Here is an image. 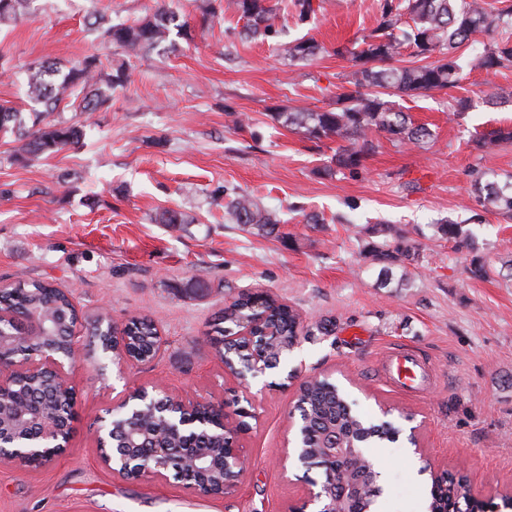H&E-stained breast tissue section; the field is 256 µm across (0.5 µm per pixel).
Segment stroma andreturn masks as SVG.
Instances as JSON below:
<instances>
[{
  "instance_id": "35a3bbf8",
  "label": "stroma",
  "mask_w": 512,
  "mask_h": 512,
  "mask_svg": "<svg viewBox=\"0 0 512 512\" xmlns=\"http://www.w3.org/2000/svg\"><path fill=\"white\" fill-rule=\"evenodd\" d=\"M277 35L247 40L232 6L206 15L208 0H31L0 29V101L28 112L29 70L46 60L71 67L86 57L125 64L129 80L108 111L67 107L48 121L78 123L80 144L27 161L0 135V285L44 281L69 291L78 309H105L114 323L147 315L163 336L158 357L119 370L86 353L77 328L70 373L78 418L68 450L46 467L0 464V512H303L312 471L292 448V410L302 379L343 383L355 411L391 421L399 436L379 449V512H425V465L463 479L476 502L507 512L512 495V219L480 209L477 177L512 178V144L485 151L480 134L512 127V65L470 73L451 109L446 95L402 97L429 124L420 145L379 136L357 172L326 174L337 143L282 127L274 113L323 109L336 99L357 38L373 31L380 0H325L302 23L273 0ZM168 6L187 24L171 46L128 58L87 26L102 15L133 23ZM313 40L310 61L283 56L282 42ZM249 193L282 220L260 236L232 223L229 198ZM173 209L181 224L156 223ZM316 213L321 223H306ZM468 228L487 261L435 226ZM404 230L415 260L383 268L366 254V226ZM202 283L193 294L187 286ZM268 290L305 321L280 366L237 379L211 344L225 303L244 288ZM412 355L424 383L395 386L392 349ZM190 397L238 396L251 413L238 442L250 467L235 492L204 497L164 479L132 481L100 461L96 417L123 393L154 384ZM438 232L442 237L447 238L448 241L454 242L458 249L466 248L471 253H474L470 261V271L474 276L481 278L486 274V260L483 256L478 255L477 252H475L477 248L474 246L471 238L465 234L461 224L451 221H448V223L445 224H439Z\"/></svg>"
}]
</instances>
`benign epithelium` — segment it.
<instances>
[{
	"mask_svg": "<svg viewBox=\"0 0 512 512\" xmlns=\"http://www.w3.org/2000/svg\"><path fill=\"white\" fill-rule=\"evenodd\" d=\"M243 294L252 296L257 313L238 321L234 335L224 337V348L235 343L254 339V328L266 319L263 311L264 300L271 294L263 288H248ZM16 323L15 317L0 310V462L27 468V460L35 458L40 466L50 463L54 456L69 447L75 413L64 414L54 408L61 398L75 395L70 385V369L76 363L75 352L61 354L54 346L43 343L33 344L30 325H38L37 316L25 322L19 336L5 335L9 324ZM112 341L117 348L112 351V362L122 368L135 364L123 351V327H112ZM267 357L256 353L249 360L245 370H233L240 377L251 374L256 377L265 373ZM40 369L53 374L56 387L43 395L40 404L30 402L5 406L4 400L18 394L19 378L26 371ZM161 392L170 398L169 410L171 432L207 431L216 427L225 430L228 423H238L245 410L237 408L238 401L232 402L207 398H194L168 392L156 385L129 392L104 409L96 423L99 424L97 447L102 464L112 472L128 479L162 478L184 482L196 493L208 496L215 484H220L222 494L235 490L247 471L248 457L237 447L236 440L224 448H170L160 437L153 438L151 459H146L145 448L140 443L144 431L133 425L125 432L121 447L112 448V410L121 409L137 418L154 411L155 394ZM324 454L310 458L297 454L309 468L317 471V478L311 480L313 490L310 501L317 504L316 512H351L341 504L353 503L354 487L346 484L339 476V463L350 455L358 457L362 449L345 448L344 440L329 436L323 447Z\"/></svg>",
	"mask_w": 512,
	"mask_h": 512,
	"instance_id": "7a95c632",
	"label": "benign epithelium"
}]
</instances>
